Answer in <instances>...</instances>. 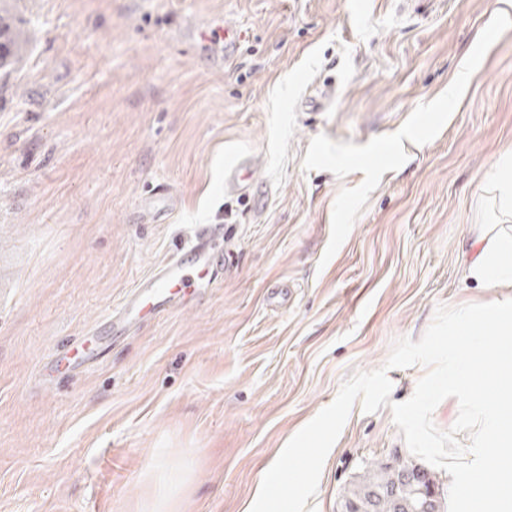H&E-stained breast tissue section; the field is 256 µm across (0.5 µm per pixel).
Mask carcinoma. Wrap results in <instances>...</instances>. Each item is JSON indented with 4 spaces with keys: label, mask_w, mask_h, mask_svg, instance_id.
Instances as JSON below:
<instances>
[{
    "label": "carcinoma",
    "mask_w": 512,
    "mask_h": 512,
    "mask_svg": "<svg viewBox=\"0 0 512 512\" xmlns=\"http://www.w3.org/2000/svg\"><path fill=\"white\" fill-rule=\"evenodd\" d=\"M24 38L0 16V67H18ZM435 494L436 512H446L445 496L436 475L400 456L374 460L354 477L340 498L339 512H419L425 492Z\"/></svg>",
    "instance_id": "obj_1"
}]
</instances>
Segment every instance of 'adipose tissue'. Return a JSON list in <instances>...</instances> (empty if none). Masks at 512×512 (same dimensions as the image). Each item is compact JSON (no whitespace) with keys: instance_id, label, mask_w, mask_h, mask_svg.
<instances>
[{"instance_id":"ef3b65f1","label":"adipose tissue","mask_w":512,"mask_h":512,"mask_svg":"<svg viewBox=\"0 0 512 512\" xmlns=\"http://www.w3.org/2000/svg\"><path fill=\"white\" fill-rule=\"evenodd\" d=\"M497 216L495 223L478 227V251L470 262L469 279L494 290L512 288V150L503 151L490 186Z\"/></svg>"}]
</instances>
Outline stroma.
Here are the masks:
<instances>
[{"label": "stroma", "instance_id": "obj_1", "mask_svg": "<svg viewBox=\"0 0 512 512\" xmlns=\"http://www.w3.org/2000/svg\"><path fill=\"white\" fill-rule=\"evenodd\" d=\"M0 72V512H244L286 443L467 277L512 145V0H7ZM459 83L456 99L448 86ZM244 162L254 184L224 183ZM160 217H153L152 208ZM209 287L107 317L202 230ZM99 332L101 355L45 375ZM389 371L305 512L410 457ZM23 35L20 32L12 31L10 25L0 16V67L11 66L18 68L22 59V48L24 43Z\"/></svg>", "mask_w": 512, "mask_h": 512}]
</instances>
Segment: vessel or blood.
Returning <instances> with one entry per match:
<instances>
[{
    "label": "vessel or blood",
    "instance_id": "b4317fda",
    "mask_svg": "<svg viewBox=\"0 0 512 512\" xmlns=\"http://www.w3.org/2000/svg\"><path fill=\"white\" fill-rule=\"evenodd\" d=\"M213 240V235L208 233L197 235L186 249L141 278L113 313V325L123 328L134 318L163 312L173 295L185 288L187 270L201 273L209 266Z\"/></svg>",
    "mask_w": 512,
    "mask_h": 512
}]
</instances>
